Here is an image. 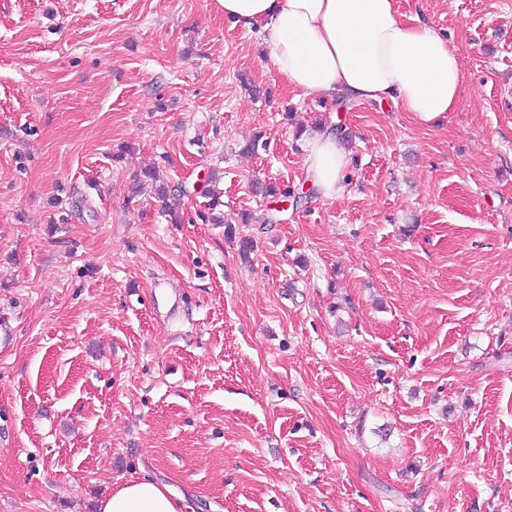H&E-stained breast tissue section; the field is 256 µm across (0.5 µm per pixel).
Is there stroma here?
<instances>
[{"label": "stroma", "instance_id": "35a3bbf8", "mask_svg": "<svg viewBox=\"0 0 512 512\" xmlns=\"http://www.w3.org/2000/svg\"><path fill=\"white\" fill-rule=\"evenodd\" d=\"M399 5L460 53L433 126L287 89L215 0H0V512L142 474L191 512H512V0ZM290 112L348 132L342 197ZM152 165L183 223L131 197Z\"/></svg>", "mask_w": 512, "mask_h": 512}]
</instances>
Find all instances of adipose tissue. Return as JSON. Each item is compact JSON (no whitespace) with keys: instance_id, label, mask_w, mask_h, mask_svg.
I'll return each instance as SVG.
<instances>
[{"instance_id":"adipose-tissue-1","label":"adipose tissue","mask_w":512,"mask_h":512,"mask_svg":"<svg viewBox=\"0 0 512 512\" xmlns=\"http://www.w3.org/2000/svg\"><path fill=\"white\" fill-rule=\"evenodd\" d=\"M232 28L260 30L272 67L307 95L389 103L430 125L455 111L463 74L456 47L397 0H216ZM307 186L318 197L345 191L350 152L329 125L302 146ZM185 500L144 477L119 485L97 512H182Z\"/></svg>"}]
</instances>
